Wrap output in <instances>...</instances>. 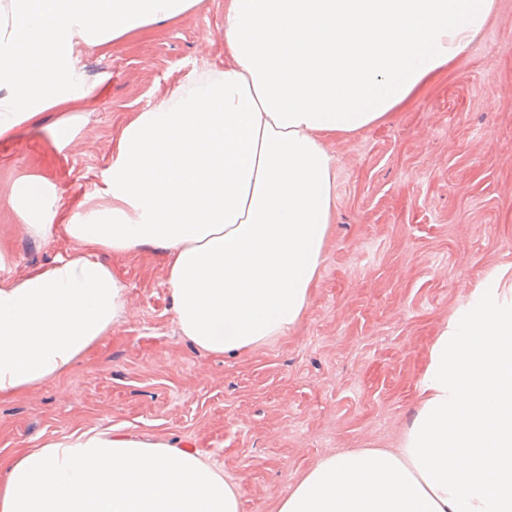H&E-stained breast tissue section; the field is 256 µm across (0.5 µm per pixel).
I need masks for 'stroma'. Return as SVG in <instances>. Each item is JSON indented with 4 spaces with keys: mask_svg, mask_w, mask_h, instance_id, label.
Wrapping results in <instances>:
<instances>
[{
    "mask_svg": "<svg viewBox=\"0 0 512 512\" xmlns=\"http://www.w3.org/2000/svg\"><path fill=\"white\" fill-rule=\"evenodd\" d=\"M224 65V0L83 48L91 93L0 139L8 275L73 244L27 234L9 204L38 179L67 204L102 183L124 126ZM78 149L60 146V121ZM335 209L309 305L287 335L243 354L199 350L174 322L158 250L105 251L127 285L123 317L62 376L0 401V457L78 429L118 427L197 451L239 488V512H278L321 459L395 447L433 340L496 266L512 265V0L403 110L328 144Z\"/></svg>",
    "mask_w": 512,
    "mask_h": 512,
    "instance_id": "stroma-1",
    "label": "stroma"
}]
</instances>
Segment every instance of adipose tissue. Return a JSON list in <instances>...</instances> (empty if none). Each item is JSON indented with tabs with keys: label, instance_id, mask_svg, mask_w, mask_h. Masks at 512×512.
Segmentation results:
<instances>
[{
	"label": "adipose tissue",
	"instance_id": "obj_1",
	"mask_svg": "<svg viewBox=\"0 0 512 512\" xmlns=\"http://www.w3.org/2000/svg\"><path fill=\"white\" fill-rule=\"evenodd\" d=\"M195 0H10L0 138L89 95L72 58ZM496 0H225L224 66L124 126L103 185L68 218L17 182L28 234L75 247L0 273V399L66 373L123 316L127 286L90 246L166 258L175 321L238 354L292 331L333 219L328 140L383 122L464 53ZM0 512H239L238 487L163 438L77 430L0 469ZM278 512H512V268L490 269L441 326L398 448L322 459Z\"/></svg>",
	"mask_w": 512,
	"mask_h": 512
}]
</instances>
